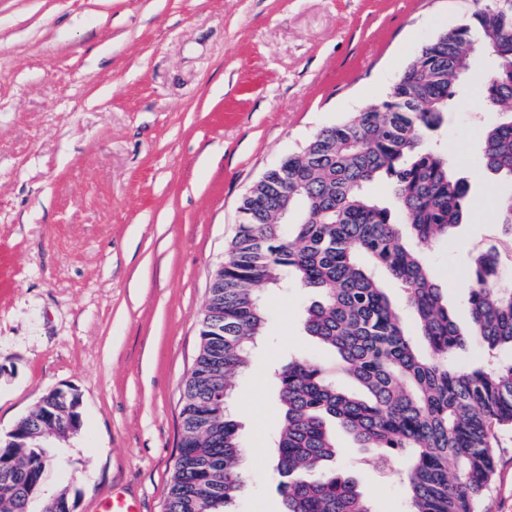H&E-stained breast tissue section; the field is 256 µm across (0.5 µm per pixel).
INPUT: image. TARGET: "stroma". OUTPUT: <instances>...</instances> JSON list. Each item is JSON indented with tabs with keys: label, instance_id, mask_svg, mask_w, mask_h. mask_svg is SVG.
<instances>
[{
	"label": "stroma",
	"instance_id": "35a3bbf8",
	"mask_svg": "<svg viewBox=\"0 0 512 512\" xmlns=\"http://www.w3.org/2000/svg\"><path fill=\"white\" fill-rule=\"evenodd\" d=\"M474 0H0V439L43 396L79 397L58 444L75 512L120 498L164 512L185 381L213 277L253 184L346 113L387 98L405 65ZM476 66L443 137L470 181L463 224L426 254L467 327V243L489 241L508 185L470 173L496 113ZM266 334L235 380L246 445L234 512H282L271 441L275 367L328 360L303 288H266ZM374 512L404 487L337 433ZM479 512H512V430Z\"/></svg>",
	"mask_w": 512,
	"mask_h": 512
}]
</instances>
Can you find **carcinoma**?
Masks as SVG:
<instances>
[{
    "mask_svg": "<svg viewBox=\"0 0 512 512\" xmlns=\"http://www.w3.org/2000/svg\"><path fill=\"white\" fill-rule=\"evenodd\" d=\"M477 55L491 63L483 95L498 118L476 166L512 180V10L475 0L468 17L406 65L385 100L315 134L243 198L246 220L214 276L185 383L166 512H232L244 489L229 401L268 322L263 287L316 292L303 328L336 356L332 368L292 360L277 373L283 512H374L358 480L330 467L337 455L330 421L372 450L380 470L404 462L408 512H478L497 469L495 430L512 429V363L463 366L458 355L468 347L485 357L512 349V285L500 276L512 265V193L498 203L499 244L470 248L462 270L469 330L458 326L417 249L448 237L466 215L467 181L448 153L422 142L448 123ZM379 180L390 186L387 200L371 192ZM388 280L400 298L388 293ZM40 412L0 443V512H18L24 498L40 495L51 446L67 435L43 436Z\"/></svg>",
    "mask_w": 512,
    "mask_h": 512,
    "instance_id": "cac0c4a2",
    "label": "carcinoma"
}]
</instances>
